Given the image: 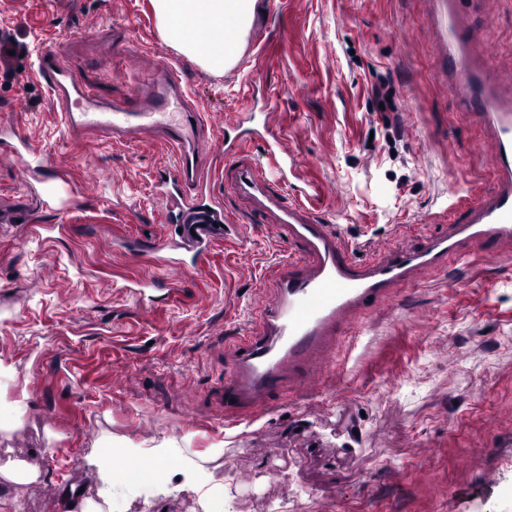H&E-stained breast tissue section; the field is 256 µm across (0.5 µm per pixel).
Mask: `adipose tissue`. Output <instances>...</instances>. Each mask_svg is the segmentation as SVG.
Masks as SVG:
<instances>
[{
  "label": "adipose tissue",
  "mask_w": 512,
  "mask_h": 512,
  "mask_svg": "<svg viewBox=\"0 0 512 512\" xmlns=\"http://www.w3.org/2000/svg\"><path fill=\"white\" fill-rule=\"evenodd\" d=\"M162 38L204 69L221 72L242 57L257 0H151ZM100 501L86 507L80 498L67 499L69 512H112V451L95 459Z\"/></svg>",
  "instance_id": "adipose-tissue-1"
}]
</instances>
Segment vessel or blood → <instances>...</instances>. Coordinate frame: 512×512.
<instances>
[{"mask_svg": "<svg viewBox=\"0 0 512 512\" xmlns=\"http://www.w3.org/2000/svg\"><path fill=\"white\" fill-rule=\"evenodd\" d=\"M460 2L429 0V21L447 65L444 78L489 134L496 185L478 192L450 191L443 211L423 218L427 224L446 223V230L427 235L421 245H389L358 258L333 225L290 193L288 178H270L256 163L236 164L241 144L225 137L228 187L269 215L273 234L292 248L270 280L274 295L252 309L255 333L236 344L237 359L219 396L225 409H259L278 394L315 388L323 370L335 369V341L352 314L397 305L398 288L416 270L443 266L462 247L492 257L501 242L512 241V93L501 90L489 67L491 47L476 49L465 34ZM36 74L67 130L84 129L106 139H132L150 130L171 147L174 164L157 169L153 181L165 223L180 233L156 263L167 273H203L213 245L229 227L209 202L206 154L194 133L199 113L176 66L163 65L136 87L128 103L114 108L102 106L53 50L39 57ZM175 102L181 112H170Z\"/></svg>", "mask_w": 512, "mask_h": 512, "instance_id": "1", "label": "vessel or blood"}]
</instances>
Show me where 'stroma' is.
<instances>
[{"label":"stroma","instance_id":"obj_1","mask_svg":"<svg viewBox=\"0 0 512 512\" xmlns=\"http://www.w3.org/2000/svg\"><path fill=\"white\" fill-rule=\"evenodd\" d=\"M426 0H259L241 61L211 73L165 43L151 0H0V119L51 156L79 210L44 203L16 157L0 155V461L36 470L9 485L19 512H63L69 487L97 495L91 458L112 445L115 512H512V249L488 261L463 250L420 270L402 305L356 317L338 371L319 392L271 399L254 417L214 396L232 367L248 310L287 247L231 192L219 194L239 237L215 244L205 273L132 295L156 274L149 252L166 228L153 175L172 151L149 134L113 143L68 139L32 72L56 50L104 106L155 63L185 74L224 175V126L240 113L272 123L307 199L346 242L419 245L449 190L491 188L496 159L433 50ZM477 44L512 87V0H466ZM391 89L380 108L374 89ZM275 100L276 111L266 103ZM170 450L154 493L134 475L148 449Z\"/></svg>","mask_w":512,"mask_h":512}]
</instances>
